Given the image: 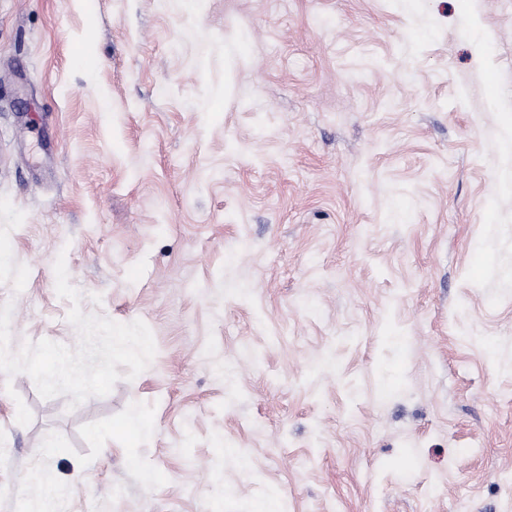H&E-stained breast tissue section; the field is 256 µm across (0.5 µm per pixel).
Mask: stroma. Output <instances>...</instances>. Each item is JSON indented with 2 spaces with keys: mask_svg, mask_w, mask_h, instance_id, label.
Returning a JSON list of instances; mask_svg holds the SVG:
<instances>
[{
  "mask_svg": "<svg viewBox=\"0 0 512 512\" xmlns=\"http://www.w3.org/2000/svg\"><path fill=\"white\" fill-rule=\"evenodd\" d=\"M510 140L512 0H0L12 345L156 344L0 374V512H512ZM152 423L137 411L129 413L112 427V433L123 440H140L150 434Z\"/></svg>",
  "mask_w": 512,
  "mask_h": 512,
  "instance_id": "stroma-1",
  "label": "stroma"
}]
</instances>
